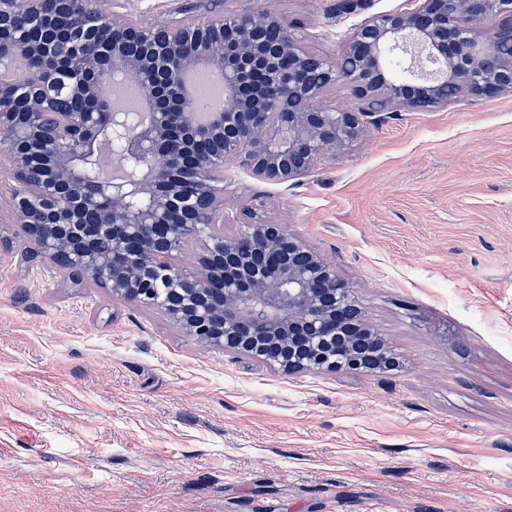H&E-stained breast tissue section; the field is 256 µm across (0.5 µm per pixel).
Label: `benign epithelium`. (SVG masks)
<instances>
[{
	"instance_id": "7a95c632",
	"label": "benign epithelium",
	"mask_w": 512,
	"mask_h": 512,
	"mask_svg": "<svg viewBox=\"0 0 512 512\" xmlns=\"http://www.w3.org/2000/svg\"><path fill=\"white\" fill-rule=\"evenodd\" d=\"M294 28L253 9L143 25L84 13L75 0H0V30L15 37L0 41V61L22 49L43 64L22 95L0 82V165L18 184L14 223L30 252L68 257L112 299L158 306L205 345L289 374L381 370L386 348L355 288L287 225L224 211V166L285 183L352 146L364 134L360 113L318 103L338 80L384 108L512 92V0H420L361 23L332 60L303 49ZM390 55L409 59L412 79L376 81ZM284 58L286 76L273 83L268 69ZM202 62L224 85L221 107L204 119L184 82ZM130 73L149 102L147 121L61 105L104 100L103 80ZM186 168L191 195L179 181ZM226 224L239 230L226 235ZM190 245L191 267L173 263Z\"/></svg>"
}]
</instances>
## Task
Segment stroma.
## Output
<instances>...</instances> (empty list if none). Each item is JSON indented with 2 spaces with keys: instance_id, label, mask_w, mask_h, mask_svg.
I'll return each instance as SVG.
<instances>
[{
  "instance_id": "1",
  "label": "stroma",
  "mask_w": 512,
  "mask_h": 512,
  "mask_svg": "<svg viewBox=\"0 0 512 512\" xmlns=\"http://www.w3.org/2000/svg\"><path fill=\"white\" fill-rule=\"evenodd\" d=\"M141 23L256 8L341 54L417 0H90ZM320 104L366 134L286 183L224 169V209L287 224L397 361L282 373L26 260L0 172V512H512V93L424 111Z\"/></svg>"
}]
</instances>
